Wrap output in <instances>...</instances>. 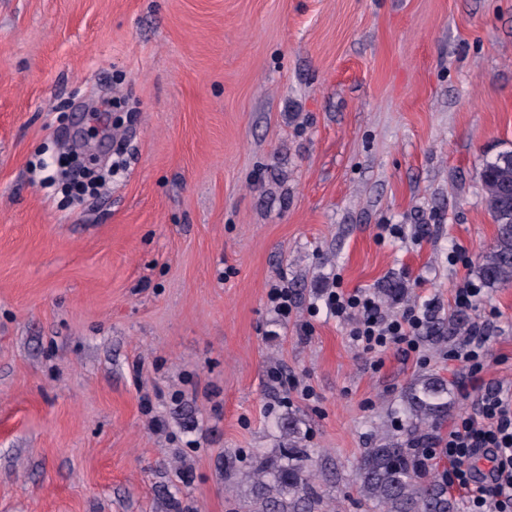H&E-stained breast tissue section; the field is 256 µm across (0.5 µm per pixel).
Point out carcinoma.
<instances>
[{
    "label": "carcinoma",
    "instance_id": "1",
    "mask_svg": "<svg viewBox=\"0 0 512 512\" xmlns=\"http://www.w3.org/2000/svg\"><path fill=\"white\" fill-rule=\"evenodd\" d=\"M482 203L496 224L493 245L482 254L479 279L488 287L512 284V150L486 160L480 170ZM401 434L386 433L356 464V482L370 512H456L448 485L430 472L429 429L448 419L452 392L440 377L426 376L402 394ZM278 447L255 458L247 512H323L315 483L316 461L302 444L301 420L278 418Z\"/></svg>",
    "mask_w": 512,
    "mask_h": 512
}]
</instances>
